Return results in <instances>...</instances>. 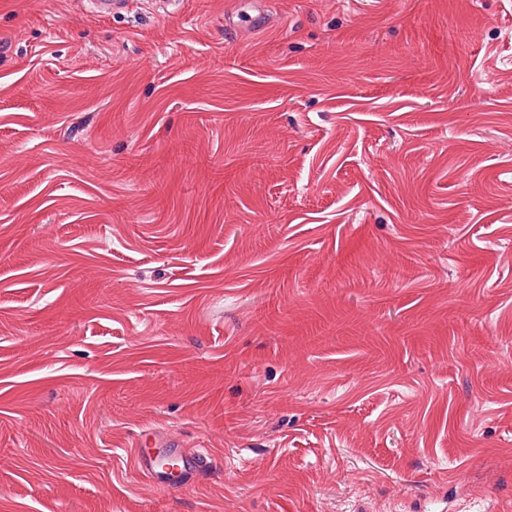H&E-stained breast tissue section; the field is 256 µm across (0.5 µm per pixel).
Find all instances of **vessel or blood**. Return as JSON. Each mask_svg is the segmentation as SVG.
Instances as JSON below:
<instances>
[{
    "label": "vessel or blood",
    "instance_id": "obj_1",
    "mask_svg": "<svg viewBox=\"0 0 512 512\" xmlns=\"http://www.w3.org/2000/svg\"><path fill=\"white\" fill-rule=\"evenodd\" d=\"M144 437L151 442L152 448L138 453L137 464L145 475L161 486L182 485L189 473L205 462L201 451L187 450L177 443L162 441L155 432H145Z\"/></svg>",
    "mask_w": 512,
    "mask_h": 512
}]
</instances>
